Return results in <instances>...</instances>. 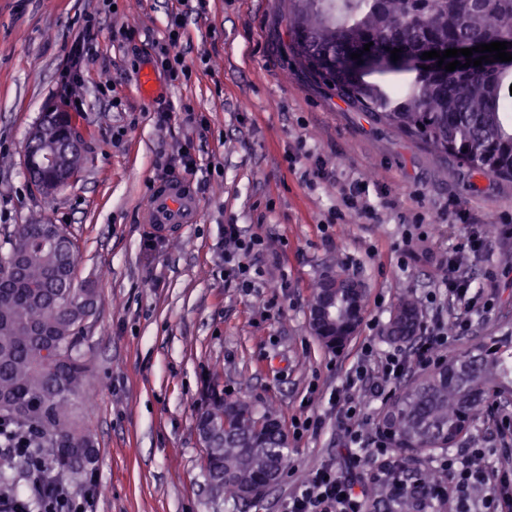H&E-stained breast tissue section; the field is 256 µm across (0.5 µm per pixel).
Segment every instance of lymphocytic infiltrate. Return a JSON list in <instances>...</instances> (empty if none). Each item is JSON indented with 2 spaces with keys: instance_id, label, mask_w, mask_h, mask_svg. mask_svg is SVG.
<instances>
[{
  "instance_id": "1",
  "label": "lymphocytic infiltrate",
  "mask_w": 512,
  "mask_h": 512,
  "mask_svg": "<svg viewBox=\"0 0 512 512\" xmlns=\"http://www.w3.org/2000/svg\"><path fill=\"white\" fill-rule=\"evenodd\" d=\"M456 223L465 227L458 243L448 256V274L444 288L448 301L460 304L461 312L454 330H447L442 321L425 327L424 336L411 354L393 352L383 359H375L373 347H366L363 360L348 374L338 390L335 402L341 405L345 429L359 450L350 454V464H358L361 456L379 459V477L390 476L396 460L386 440L366 443L364 428L367 424L365 405L355 398L361 388H369L375 395L384 394L415 368H427L445 358L455 344L457 335L468 330L469 313L475 307L490 308L491 301L482 292L473 291L463 264L467 256L485 252L490 237H512L508 224H482L478 228L468 225L464 213H456ZM224 276L236 287L251 289L255 286L253 257L265 251V241L257 235H244L239 225L224 227ZM0 447L10 448L24 457L37 459L38 464L29 478L34 488L30 499L18 500L8 494L0 495V512H82L83 498L74 496L61 481L32 433L21 430L12 420H0ZM484 449H470L468 456L446 453L439 458L437 467L451 472L453 482L445 495L454 501L456 512H512V476L498 470L476 466ZM288 512H363L358 484L341 478L334 465L327 464L304 473L288 499Z\"/></svg>"
}]
</instances>
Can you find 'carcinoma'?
<instances>
[{
    "label": "carcinoma",
    "instance_id": "cac0c4a2",
    "mask_svg": "<svg viewBox=\"0 0 512 512\" xmlns=\"http://www.w3.org/2000/svg\"><path fill=\"white\" fill-rule=\"evenodd\" d=\"M288 34L304 69L332 83L338 96L374 121L415 141L437 159L450 158L472 175L512 180V66H481L427 74L391 60V50L413 56L426 49L495 42L512 33V0H287ZM370 51H363L367 43ZM372 59L359 67L351 54ZM41 146L70 139L69 169L80 172L85 154L67 112H47L36 127ZM37 192L65 173L27 161ZM75 244L57 224L20 225L0 260V417L27 427L58 460V475L82 478L83 463L97 457L96 441L75 412L86 394L90 369L79 352L86 322L100 297L91 283H77ZM347 302L339 298L335 317L316 333L328 349L350 339ZM421 312L412 297L393 312L388 337L411 340ZM512 395V340H496L457 353L398 388L381 415L391 447L412 465L413 477L365 486L367 509L425 512L439 496L440 471L418 468V455L447 448L485 417L497 397ZM196 427L204 435L203 469L216 493L248 502L247 493L268 483L288 465V438L276 410L204 386Z\"/></svg>",
    "mask_w": 512,
    "mask_h": 512
}]
</instances>
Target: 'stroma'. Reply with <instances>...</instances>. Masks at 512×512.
Wrapping results in <instances>:
<instances>
[{
	"mask_svg": "<svg viewBox=\"0 0 512 512\" xmlns=\"http://www.w3.org/2000/svg\"><path fill=\"white\" fill-rule=\"evenodd\" d=\"M179 11L183 0H0V257L18 225H62L76 244L77 281L99 291L79 346L96 400L80 419L96 438L93 476L106 491L88 497L87 512H286L306 471L333 463L346 478L369 473L370 462L347 463L336 391L365 345L396 351L387 328L398 302L422 303L441 284L464 230L450 223L449 201L472 223L512 222V181L440 162L313 78L289 48L282 0H206L203 12H185L191 76L171 79L153 57ZM89 13L96 55L71 88L84 104L74 120L86 160L73 183L46 197L30 184L26 140L47 108L65 105L59 75ZM126 28L137 29L133 42L123 41ZM146 70L148 93L139 83ZM188 139L197 162L189 175L175 161ZM310 148L329 178L305 181ZM181 177L198 219L156 232L143 221L150 189ZM352 178L368 180L376 221L331 222L336 182ZM415 212L423 223H408ZM228 224L266 242L254 290L224 280ZM333 258L366 288L363 322L337 352L307 320ZM465 271L496 304L474 316L459 348L512 336V238L492 240ZM420 311L432 321L430 307ZM209 379L274 407L288 434L292 468L259 503L236 506L208 488L195 417ZM457 446L486 449L491 468L512 473V427L498 417L477 421Z\"/></svg>",
	"mask_w": 512,
	"mask_h": 512,
	"instance_id": "obj_1",
	"label": "stroma"
}]
</instances>
